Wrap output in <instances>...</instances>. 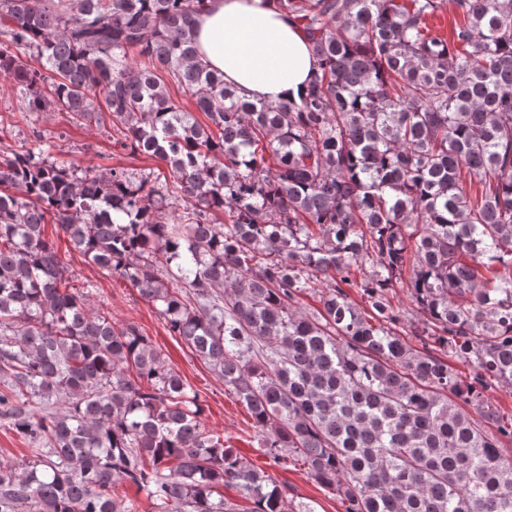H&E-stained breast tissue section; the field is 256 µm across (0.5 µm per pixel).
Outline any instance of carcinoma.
Masks as SVG:
<instances>
[{
    "label": "carcinoma",
    "mask_w": 512,
    "mask_h": 512,
    "mask_svg": "<svg viewBox=\"0 0 512 512\" xmlns=\"http://www.w3.org/2000/svg\"><path fill=\"white\" fill-rule=\"evenodd\" d=\"M276 3L317 68L273 105L196 61L206 0H0L20 116L68 112L166 168L74 169L39 134L0 153V419L36 451L0 463V512H135L124 485L154 512H315L69 285L47 224L344 512H512V414L488 395L512 389V0H454L447 39L427 25L444 0Z\"/></svg>",
    "instance_id": "cac0c4a2"
}]
</instances>
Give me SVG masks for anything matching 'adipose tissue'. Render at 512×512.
Segmentation results:
<instances>
[{"mask_svg": "<svg viewBox=\"0 0 512 512\" xmlns=\"http://www.w3.org/2000/svg\"><path fill=\"white\" fill-rule=\"evenodd\" d=\"M194 38L198 60L253 100L297 98L313 73L301 30L274 0H207Z\"/></svg>", "mask_w": 512, "mask_h": 512, "instance_id": "obj_1", "label": "adipose tissue"}]
</instances>
